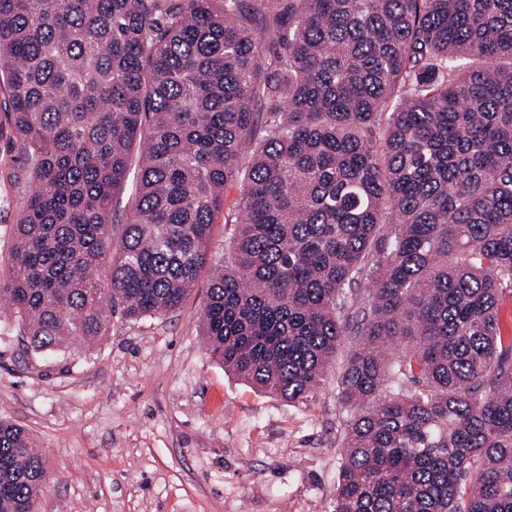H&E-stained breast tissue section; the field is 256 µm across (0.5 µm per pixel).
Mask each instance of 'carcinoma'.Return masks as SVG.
Here are the masks:
<instances>
[{
	"instance_id": "1",
	"label": "carcinoma",
	"mask_w": 512,
	"mask_h": 512,
	"mask_svg": "<svg viewBox=\"0 0 512 512\" xmlns=\"http://www.w3.org/2000/svg\"><path fill=\"white\" fill-rule=\"evenodd\" d=\"M5 131L32 350L177 309L222 216L225 371L304 402L354 336L331 512H512V0H0ZM46 473L0 422V512Z\"/></svg>"
}]
</instances>
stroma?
<instances>
[{
  "instance_id": "1",
  "label": "stroma",
  "mask_w": 512,
  "mask_h": 512,
  "mask_svg": "<svg viewBox=\"0 0 512 512\" xmlns=\"http://www.w3.org/2000/svg\"><path fill=\"white\" fill-rule=\"evenodd\" d=\"M0 139V278L25 191ZM208 275L175 312L115 313L88 347L25 352L0 316V421L21 425L47 476L39 512H330L347 414L341 367L289 403L211 358L200 316Z\"/></svg>"
}]
</instances>
